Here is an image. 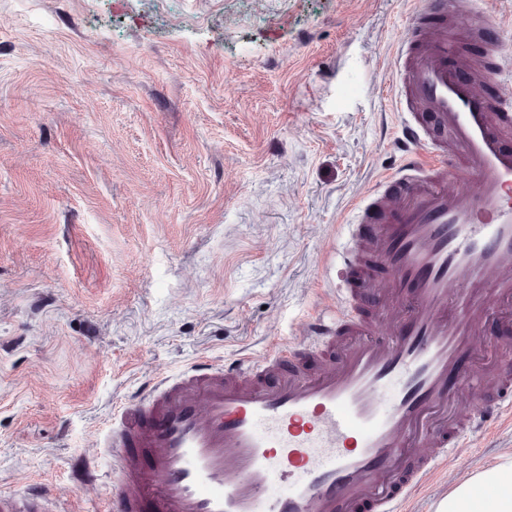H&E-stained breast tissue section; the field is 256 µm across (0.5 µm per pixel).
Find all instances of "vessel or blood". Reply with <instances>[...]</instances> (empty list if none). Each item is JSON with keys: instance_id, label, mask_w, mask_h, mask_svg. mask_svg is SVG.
Segmentation results:
<instances>
[{"instance_id": "vessel-or-blood-1", "label": "vessel or blood", "mask_w": 512, "mask_h": 512, "mask_svg": "<svg viewBox=\"0 0 512 512\" xmlns=\"http://www.w3.org/2000/svg\"><path fill=\"white\" fill-rule=\"evenodd\" d=\"M414 5L394 57L404 156L353 204L340 309L267 356L203 358L121 402L105 442L130 492L114 512H407L464 433L512 422V355L490 366L476 348L484 322L512 323V63L478 72L445 21L506 23L472 0ZM0 512L49 499L31 485Z\"/></svg>"}]
</instances>
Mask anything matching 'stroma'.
<instances>
[{
    "label": "stroma",
    "mask_w": 512,
    "mask_h": 512,
    "mask_svg": "<svg viewBox=\"0 0 512 512\" xmlns=\"http://www.w3.org/2000/svg\"><path fill=\"white\" fill-rule=\"evenodd\" d=\"M412 0H0V493L99 512L115 406L334 311ZM412 512L512 452L473 433Z\"/></svg>",
    "instance_id": "obj_1"
}]
</instances>
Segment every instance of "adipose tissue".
Masks as SVG:
<instances>
[{"instance_id":"obj_1","label":"adipose tissue","mask_w":512,"mask_h":512,"mask_svg":"<svg viewBox=\"0 0 512 512\" xmlns=\"http://www.w3.org/2000/svg\"><path fill=\"white\" fill-rule=\"evenodd\" d=\"M435 512H512V455L457 485Z\"/></svg>"}]
</instances>
